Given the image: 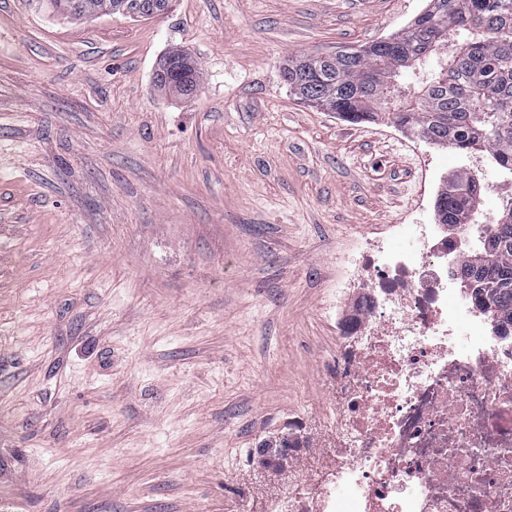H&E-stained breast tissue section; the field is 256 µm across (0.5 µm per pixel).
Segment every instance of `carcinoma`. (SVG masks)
I'll list each match as a JSON object with an SVG mask.
<instances>
[{"instance_id":"1","label":"carcinoma","mask_w":512,"mask_h":512,"mask_svg":"<svg viewBox=\"0 0 512 512\" xmlns=\"http://www.w3.org/2000/svg\"><path fill=\"white\" fill-rule=\"evenodd\" d=\"M44 2L66 19H148L167 11L170 0ZM283 79L300 100L343 120L387 118L432 144L485 152L512 173V0H428L405 32L364 49L297 55ZM153 83L187 98L199 89L200 70L186 53H170ZM480 196L474 178L457 175L436 198L437 223H469ZM461 270L496 333L512 335V222L482 225Z\"/></svg>"}]
</instances>
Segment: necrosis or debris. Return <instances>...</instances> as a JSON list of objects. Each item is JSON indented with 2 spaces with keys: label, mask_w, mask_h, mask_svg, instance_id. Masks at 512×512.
<instances>
[{
  "label": "necrosis or debris",
  "mask_w": 512,
  "mask_h": 512,
  "mask_svg": "<svg viewBox=\"0 0 512 512\" xmlns=\"http://www.w3.org/2000/svg\"><path fill=\"white\" fill-rule=\"evenodd\" d=\"M464 237L396 224L366 240L367 285L340 325L336 420L266 512H512V337L491 336L453 273Z\"/></svg>",
  "instance_id": "1"
}]
</instances>
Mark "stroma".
I'll list each match as a JSON object with an SVG mask.
<instances>
[{
    "mask_svg": "<svg viewBox=\"0 0 512 512\" xmlns=\"http://www.w3.org/2000/svg\"><path fill=\"white\" fill-rule=\"evenodd\" d=\"M426 0H172L57 19L0 0V512H264L266 439L336 409L342 258L435 223L467 157L291 94L289 57ZM189 54L190 98L156 89ZM153 83L161 90H169L187 98L199 89L200 70L186 53H170L158 63Z\"/></svg>",
    "mask_w": 512,
    "mask_h": 512,
    "instance_id": "1",
    "label": "stroma"
}]
</instances>
